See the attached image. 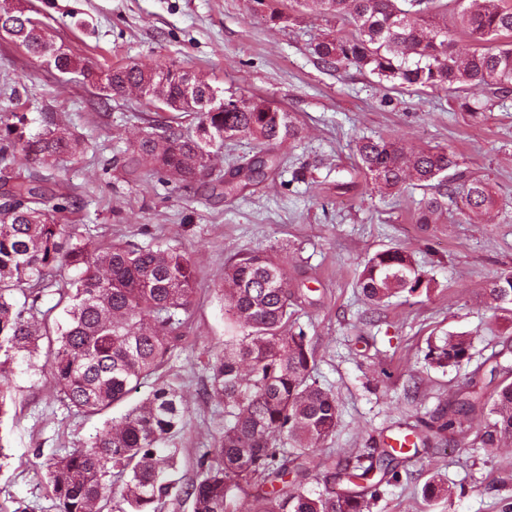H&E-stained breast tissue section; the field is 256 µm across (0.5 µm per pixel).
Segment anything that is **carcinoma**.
Instances as JSON below:
<instances>
[{
  "mask_svg": "<svg viewBox=\"0 0 512 512\" xmlns=\"http://www.w3.org/2000/svg\"><path fill=\"white\" fill-rule=\"evenodd\" d=\"M295 2L353 28L314 46L325 67L367 68L395 88L418 92L460 93L473 86L504 96L512 92V7L504 0H467L451 26L437 0ZM460 31L483 46L460 57ZM0 34L61 74L77 68L42 21L11 8L8 0H0ZM99 81L108 94L130 90L172 103L161 132L143 134L117 159L128 175L148 160L155 171L189 186L225 141L245 138L256 152L216 179L224 194L234 195L278 169L275 146L297 134L287 110L261 98L226 97L224 90L162 62L111 67ZM28 123L25 112L0 116V419L14 401L15 367H33L43 342L44 369L56 398L77 414H102L151 385L146 398L106 422L85 447L41 462L59 512H103L108 505L114 512H158L173 494L190 500L193 512H238L244 499L253 512H370L382 483L398 479L392 468L398 452L385 448L378 465L367 467L314 455L336 433V396L312 381L311 338L295 328L307 295L270 251L240 252L224 264L218 291L228 336L209 350L203 388L204 398L224 407V426L201 456L197 478L180 484L179 449L166 444L185 430L188 407L180 387L158 372L194 305L193 264L169 247L95 246L74 238L55 214L77 209V202L54 170L62 157L81 152L82 144L49 112L43 132L27 133ZM355 154L359 169L381 192L398 191L409 180L431 190L416 209L420 224L433 223L453 197L460 198L465 217L493 206L485 180L448 174L456 162L445 149L409 155L390 139L362 137ZM50 288L59 295L62 323L50 322L40 308ZM357 288L367 304L380 307L396 295L429 290L430 281L411 253L390 247L365 261ZM488 295L494 309L512 312V270L500 273ZM471 346V337L449 335L429 345L426 360L440 367L468 363ZM491 372L500 382L490 394L472 378L454 407L426 427L453 434L459 414H472L481 419V447L512 442V363L497 360ZM321 468L346 487L324 494L305 490L304 481ZM421 494L431 503L451 496L452 488L436 474Z\"/></svg>",
  "mask_w": 512,
  "mask_h": 512,
  "instance_id": "obj_1",
  "label": "carcinoma"
}]
</instances>
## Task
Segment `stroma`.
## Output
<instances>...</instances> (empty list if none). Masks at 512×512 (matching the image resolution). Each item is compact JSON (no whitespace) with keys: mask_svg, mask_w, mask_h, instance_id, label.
<instances>
[{"mask_svg":"<svg viewBox=\"0 0 512 512\" xmlns=\"http://www.w3.org/2000/svg\"><path fill=\"white\" fill-rule=\"evenodd\" d=\"M83 70L163 60L191 71L225 93L260 96L295 113L297 135L278 149V170L240 195L207 186L183 188L150 172L138 177L107 169V161L137 140L159 114L138 94L103 95L82 72L61 74L24 48L0 39V78L10 77L26 100L30 133L46 109L84 142L63 157L56 177L71 186L82 210L64 223L96 243L162 242L186 254L197 269V296L183 338L164 375L178 376L189 404L188 426L176 445L180 473L223 425L202 396L209 350L224 340V303L217 285L224 260L240 251L275 248L288 273L312 288L298 323L316 349L314 377L331 389L340 422L327 445L342 454L368 453L385 437L415 428L419 418L446 407L504 342L512 315L494 311L486 288L512 270V96L470 88L484 104L480 118L451 94L390 90L367 70H333L314 45L350 33L329 15L279 0L285 22H268L254 0H29ZM399 141L406 152L448 149L465 175L488 179L494 205L466 223L449 206L436 223L415 220L422 190L385 195L359 173L360 136ZM414 254L431 290L400 295L375 308L356 281L368 256L385 247ZM450 334L472 337V359L436 367L428 344ZM15 418L0 424L10 457L0 465V504L13 512H57L39 469L40 458L81 447L104 426L101 416L70 414L41 371L20 365ZM478 416L463 419L449 440L418 444L401 456L397 482L382 485L371 512H506L512 505V442L493 452L474 445ZM440 475L454 494L426 503L420 493Z\"/></svg>","mask_w":512,"mask_h":512,"instance_id":"stroma-1","label":"stroma"}]
</instances>
